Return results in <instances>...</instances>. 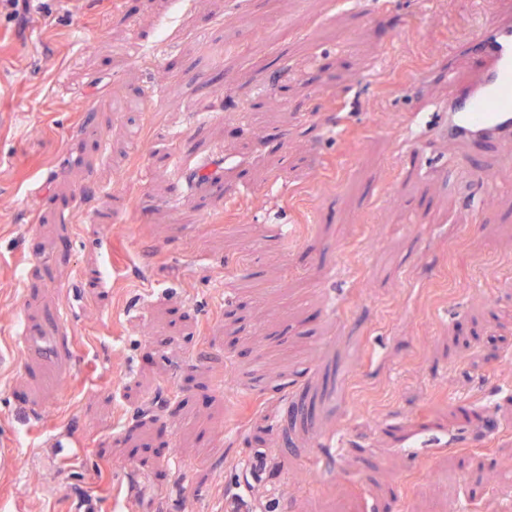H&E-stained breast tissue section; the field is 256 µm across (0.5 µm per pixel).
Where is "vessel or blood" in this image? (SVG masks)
<instances>
[{"label":"vessel or blood","instance_id":"vessel-or-blood-1","mask_svg":"<svg viewBox=\"0 0 512 512\" xmlns=\"http://www.w3.org/2000/svg\"><path fill=\"white\" fill-rule=\"evenodd\" d=\"M459 51L477 57L479 64L463 81L447 71L454 89L448 96V121L442 133L465 143L512 139V0H502L500 15L476 26Z\"/></svg>","mask_w":512,"mask_h":512}]
</instances>
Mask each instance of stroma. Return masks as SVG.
<instances>
[{"label": "stroma", "mask_w": 512, "mask_h": 512, "mask_svg": "<svg viewBox=\"0 0 512 512\" xmlns=\"http://www.w3.org/2000/svg\"><path fill=\"white\" fill-rule=\"evenodd\" d=\"M496 8L0 6V512L512 507V141L418 81Z\"/></svg>", "instance_id": "obj_1"}]
</instances>
